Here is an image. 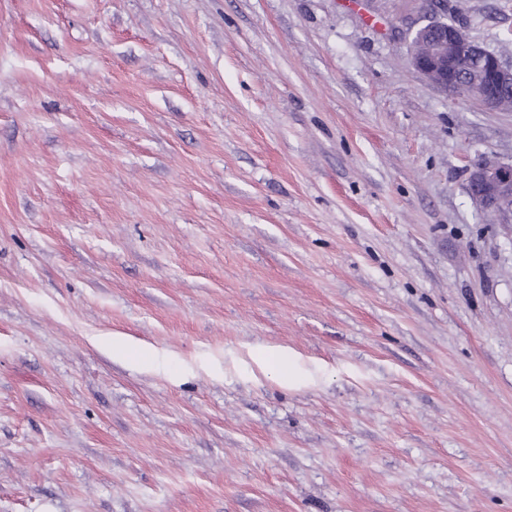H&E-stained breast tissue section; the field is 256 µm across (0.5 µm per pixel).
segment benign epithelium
Instances as JSON below:
<instances>
[{"mask_svg":"<svg viewBox=\"0 0 512 512\" xmlns=\"http://www.w3.org/2000/svg\"><path fill=\"white\" fill-rule=\"evenodd\" d=\"M436 18L412 38L411 65L432 86L459 94L488 109L512 112V64L472 40L459 24L443 18L445 0H429ZM480 65L481 80L461 81L463 62ZM468 195L482 213L512 224V163L483 160L469 174Z\"/></svg>","mask_w":512,"mask_h":512,"instance_id":"1","label":"benign epithelium"}]
</instances>
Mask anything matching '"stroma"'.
Instances as JSON below:
<instances>
[{
	"instance_id": "stroma-1",
	"label": "stroma",
	"mask_w": 512,
	"mask_h": 512,
	"mask_svg": "<svg viewBox=\"0 0 512 512\" xmlns=\"http://www.w3.org/2000/svg\"><path fill=\"white\" fill-rule=\"evenodd\" d=\"M447 2L512 63V0ZM429 19L0 0V512H512V227L467 193L512 114L411 67ZM112 350L118 354H125L127 357L137 359L141 362L153 360L154 352L144 344H132L122 337L112 339ZM262 354L255 359L262 371L269 367L270 361H274L276 367L272 372H274V377L278 383L285 387L295 386V378L289 369V365L292 359L297 357V354L289 352L288 348L284 347H268Z\"/></svg>"
}]
</instances>
